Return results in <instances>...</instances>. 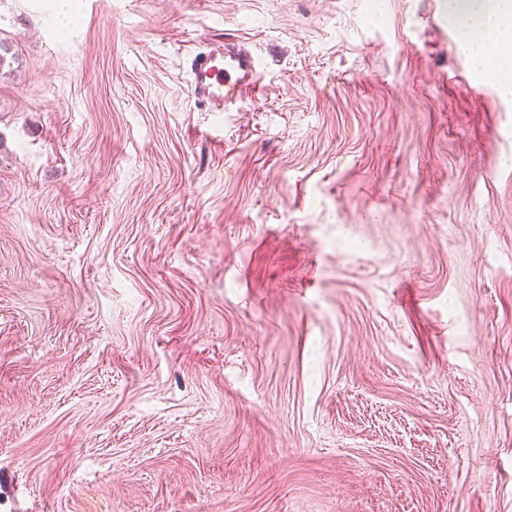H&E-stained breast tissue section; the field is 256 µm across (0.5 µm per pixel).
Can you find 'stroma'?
Masks as SVG:
<instances>
[{"label":"stroma","instance_id":"1","mask_svg":"<svg viewBox=\"0 0 512 512\" xmlns=\"http://www.w3.org/2000/svg\"><path fill=\"white\" fill-rule=\"evenodd\" d=\"M55 2L0 0V512H512V99L443 0ZM222 46L196 51L190 59L191 94L207 112H223L261 73V62L251 53Z\"/></svg>","mask_w":512,"mask_h":512}]
</instances>
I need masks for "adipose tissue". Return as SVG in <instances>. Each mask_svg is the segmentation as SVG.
<instances>
[{
	"mask_svg": "<svg viewBox=\"0 0 512 512\" xmlns=\"http://www.w3.org/2000/svg\"><path fill=\"white\" fill-rule=\"evenodd\" d=\"M444 9L460 32L461 48L498 87L512 97V0H444Z\"/></svg>",
	"mask_w": 512,
	"mask_h": 512,
	"instance_id": "adipose-tissue-1",
	"label": "adipose tissue"
}]
</instances>
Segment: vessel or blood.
Returning a JSON list of instances; mask_svg holds the SVG:
<instances>
[{"instance_id": "obj_1", "label": "vessel or blood", "mask_w": 512, "mask_h": 512, "mask_svg": "<svg viewBox=\"0 0 512 512\" xmlns=\"http://www.w3.org/2000/svg\"><path fill=\"white\" fill-rule=\"evenodd\" d=\"M260 73L261 63L251 53L219 47L198 51L190 59L191 94L206 111L221 112L256 84Z\"/></svg>"}]
</instances>
